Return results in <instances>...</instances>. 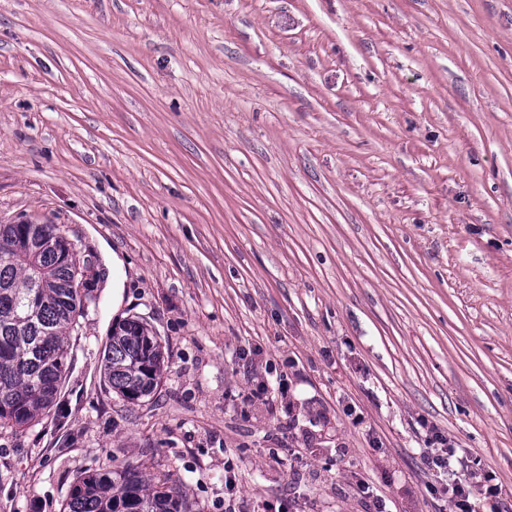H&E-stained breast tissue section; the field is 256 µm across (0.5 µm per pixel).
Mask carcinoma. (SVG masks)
Segmentation results:
<instances>
[{"instance_id":"carcinoma-1","label":"carcinoma","mask_w":512,"mask_h":512,"mask_svg":"<svg viewBox=\"0 0 512 512\" xmlns=\"http://www.w3.org/2000/svg\"><path fill=\"white\" fill-rule=\"evenodd\" d=\"M76 251L55 224H0V427L22 433L40 423L73 372L84 294ZM162 337L139 319L112 330L104 383L127 402L155 394L164 371ZM63 512H193L169 479L147 481L137 466L82 474Z\"/></svg>"}]
</instances>
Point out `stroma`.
<instances>
[{
  "label": "stroma",
  "mask_w": 512,
  "mask_h": 512,
  "mask_svg": "<svg viewBox=\"0 0 512 512\" xmlns=\"http://www.w3.org/2000/svg\"><path fill=\"white\" fill-rule=\"evenodd\" d=\"M28 217L97 300L59 405L0 434V512L123 464L195 512H452L474 471L512 512V0H0ZM135 316L168 364L133 404L102 350ZM98 246L105 265L112 269V280L108 282L106 288L112 292V309L117 311L124 301V288L128 280L125 258L103 240L99 241Z\"/></svg>",
  "instance_id": "35a3bbf8"
}]
</instances>
